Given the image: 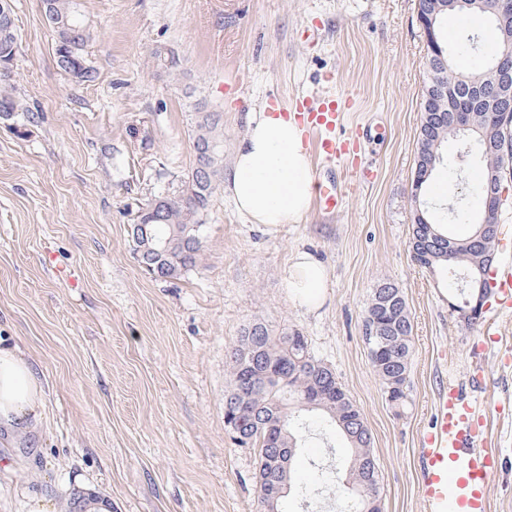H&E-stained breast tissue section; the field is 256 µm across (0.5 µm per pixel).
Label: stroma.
I'll return each instance as SVG.
<instances>
[{
	"mask_svg": "<svg viewBox=\"0 0 512 512\" xmlns=\"http://www.w3.org/2000/svg\"><path fill=\"white\" fill-rule=\"evenodd\" d=\"M19 52L0 83L28 109L0 120V336L32 361L45 388L43 415L16 437L0 429V495L27 512L29 495L80 512L83 484L112 498V512H259L253 451L224 425L226 356L259 320L307 336L361 410L378 464L382 512H427L419 492L422 438L448 378L480 385L487 447L502 465L489 482L490 512H512V309L469 329L448 309L452 279L412 260V183L427 81L416 0H79L94 81L56 65L42 0H12ZM495 42L470 16L445 28L453 67ZM343 98L349 161L313 160L342 187L336 214L312 206L300 223H250L223 189L203 216L196 267L149 275L129 235L139 208L179 190L195 163L201 113L223 115L232 160L251 117L295 109L309 97ZM448 142L440 178L445 213L471 199L477 156ZM371 179H350L349 164ZM328 272L320 306L295 301L292 255ZM403 292L415 355L409 398L392 408L376 376L362 322L382 280ZM339 437L309 440L281 512H340L346 493L301 489L316 466L344 473Z\"/></svg>",
	"mask_w": 512,
	"mask_h": 512,
	"instance_id": "35a3bbf8",
	"label": "stroma"
}]
</instances>
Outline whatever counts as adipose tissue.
<instances>
[{
  "mask_svg": "<svg viewBox=\"0 0 512 512\" xmlns=\"http://www.w3.org/2000/svg\"><path fill=\"white\" fill-rule=\"evenodd\" d=\"M224 190L251 223L300 222L311 208L314 191L311 157L294 115L278 107L257 114L236 146ZM326 283V269L314 255H294L288 286L297 300L318 304ZM44 402V389L30 362L17 346L0 340V427L26 435Z\"/></svg>",
  "mask_w": 512,
  "mask_h": 512,
  "instance_id": "1",
  "label": "adipose tissue"
}]
</instances>
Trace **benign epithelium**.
Masks as SVG:
<instances>
[{"label":"benign epithelium","mask_w":512,"mask_h":512,"mask_svg":"<svg viewBox=\"0 0 512 512\" xmlns=\"http://www.w3.org/2000/svg\"><path fill=\"white\" fill-rule=\"evenodd\" d=\"M423 6L417 7L416 20L422 31L429 57L430 69L434 73L433 85L427 92V118L439 129L451 136L459 135L472 139L488 131L495 134L496 146L484 157L486 162V187L484 211L489 214L500 210L505 203L507 188L512 185V73L504 69L497 58L487 61L486 70L479 76H462L448 73V58L440 47L435 30V18L438 13L457 9L467 13L484 11V0H421ZM499 31V44L502 57L512 55V0H499L497 10L489 16ZM15 30V18L11 0H0V33L9 35ZM430 167L417 166L414 176V219L411 229V255L424 262L430 256L429 240L420 231V225L426 223L420 201V187L429 174ZM164 200L156 198L141 214L144 219L137 222L142 229L139 247L136 253L163 252L168 241H163L151 231L152 222L159 219ZM469 296L461 303H448L459 322L468 325L477 322L485 309L484 279L468 283ZM256 361L244 366L238 381V393L257 385L255 375ZM256 416L234 417L226 423L231 440L246 441ZM258 490L264 506L270 507L285 495V490L271 476L258 479Z\"/></svg>","instance_id":"benign-epithelium-1"}]
</instances>
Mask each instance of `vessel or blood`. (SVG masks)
<instances>
[{
    "instance_id": "1",
    "label": "vessel or blood",
    "mask_w": 512,
    "mask_h": 512,
    "mask_svg": "<svg viewBox=\"0 0 512 512\" xmlns=\"http://www.w3.org/2000/svg\"><path fill=\"white\" fill-rule=\"evenodd\" d=\"M300 121L316 137L315 150L325 159L348 152L341 134V107L333 94L306 105ZM340 192L335 181L318 184L322 211L335 213ZM485 420L477 396L462 395L456 381L441 388L433 420L423 437L420 489L428 512H489L488 486L500 466L499 454L484 445Z\"/></svg>"
}]
</instances>
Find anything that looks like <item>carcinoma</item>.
Returning a JSON list of instances; mask_svg holds the SVG:
<instances>
[{
  "label": "carcinoma",
  "mask_w": 512,
  "mask_h": 512,
  "mask_svg": "<svg viewBox=\"0 0 512 512\" xmlns=\"http://www.w3.org/2000/svg\"><path fill=\"white\" fill-rule=\"evenodd\" d=\"M58 18L75 22L79 17L74 10L72 0H53ZM87 36L66 42V64L60 66L72 80L91 82L94 71L87 66L84 47ZM11 109L15 112L27 111L23 102L15 95L13 88L0 85V112ZM193 141L198 144L216 143V158L211 164L210 180L198 178V169L183 181L178 194L166 197L167 204L161 213V220L155 222V230L162 238L169 240L166 253L159 258H151L146 264L160 267L163 276L176 278L197 265L201 250V216L207 210L210 199L217 188L213 184L224 167V131L221 114L206 112L195 126ZM479 225L472 227L471 233L462 238H454L452 252L441 250L448 245L450 234L442 224L430 222L424 225L429 240L440 250L435 253L433 270L436 272L461 269L474 272V261L480 258L473 248L471 238ZM376 316V329L386 337L385 350L375 360L372 367L384 390L394 385L407 384L413 356V323L402 291L392 282L385 280L374 289L365 318ZM260 333L250 334L251 326L243 328L237 343L227 358V371L230 387L224 391L229 394L236 390L237 359H248L258 351L261 362L279 369L285 378L257 391L237 397L238 407L230 410L245 414L254 412L266 417L272 427L256 428L251 433L249 447L255 450L260 473H265L262 464L271 456V449L291 446L300 449L305 445L303 433H312L328 439L338 431L351 448V457L346 469V481L352 488V495L342 504L343 512H381L374 502L362 494L361 487L368 480H378V468L372 451V438L364 417L351 400L341 383L336 390L322 384L320 375L327 366L316 357L310 346L296 347L290 337L297 334L296 329H284L276 332L267 324L260 323Z\"/></svg>",
  "instance_id": "carcinoma-1"
}]
</instances>
